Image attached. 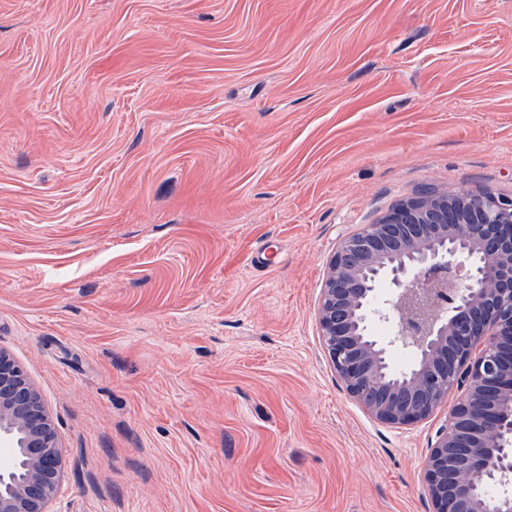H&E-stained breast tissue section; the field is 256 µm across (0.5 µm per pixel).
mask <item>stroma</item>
Here are the masks:
<instances>
[{
  "label": "stroma",
  "instance_id": "1",
  "mask_svg": "<svg viewBox=\"0 0 512 512\" xmlns=\"http://www.w3.org/2000/svg\"><path fill=\"white\" fill-rule=\"evenodd\" d=\"M512 197V0H0V350L54 512H432L321 344L327 262L425 189Z\"/></svg>",
  "mask_w": 512,
  "mask_h": 512
}]
</instances>
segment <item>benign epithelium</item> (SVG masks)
Listing matches in <instances>:
<instances>
[{
	"label": "benign epithelium",
	"mask_w": 512,
	"mask_h": 512,
	"mask_svg": "<svg viewBox=\"0 0 512 512\" xmlns=\"http://www.w3.org/2000/svg\"><path fill=\"white\" fill-rule=\"evenodd\" d=\"M397 290L376 304L380 283ZM391 324L380 340L374 320ZM325 356L378 422L430 417L456 390L426 461L433 512H489L477 489L512 475V197L427 193L340 243L318 307ZM412 355L396 376L391 348ZM0 512H50L61 453L55 423L18 363L0 350Z\"/></svg>",
	"instance_id": "obj_1"
}]
</instances>
